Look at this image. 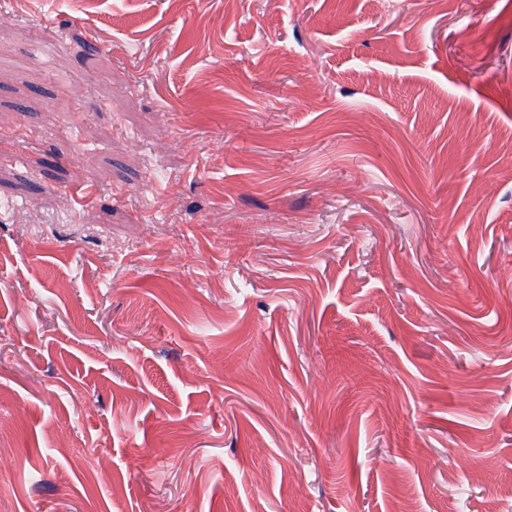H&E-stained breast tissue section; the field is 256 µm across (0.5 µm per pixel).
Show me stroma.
Here are the masks:
<instances>
[{"instance_id": "stroma-1", "label": "stroma", "mask_w": 512, "mask_h": 512, "mask_svg": "<svg viewBox=\"0 0 512 512\" xmlns=\"http://www.w3.org/2000/svg\"><path fill=\"white\" fill-rule=\"evenodd\" d=\"M0 512H512V0H0Z\"/></svg>"}]
</instances>
